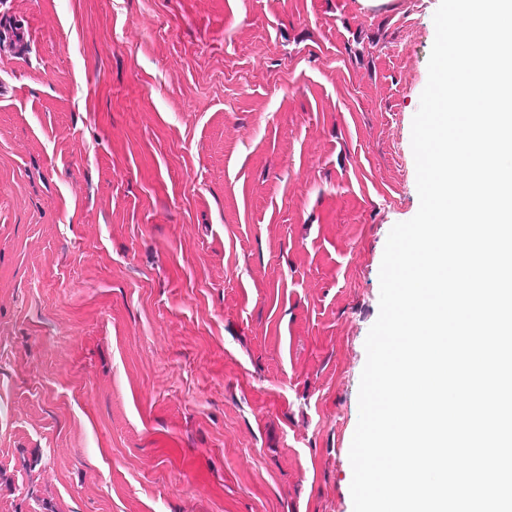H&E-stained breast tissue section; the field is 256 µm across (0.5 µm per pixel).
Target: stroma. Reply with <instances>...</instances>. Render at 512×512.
I'll use <instances>...</instances> for the list:
<instances>
[{"mask_svg":"<svg viewBox=\"0 0 512 512\" xmlns=\"http://www.w3.org/2000/svg\"><path fill=\"white\" fill-rule=\"evenodd\" d=\"M439 0H0V512H353ZM32 33L24 24L15 25L0 32V56L9 57L17 54L21 48L32 42Z\"/></svg>","mask_w":512,"mask_h":512,"instance_id":"obj_1","label":"stroma"}]
</instances>
